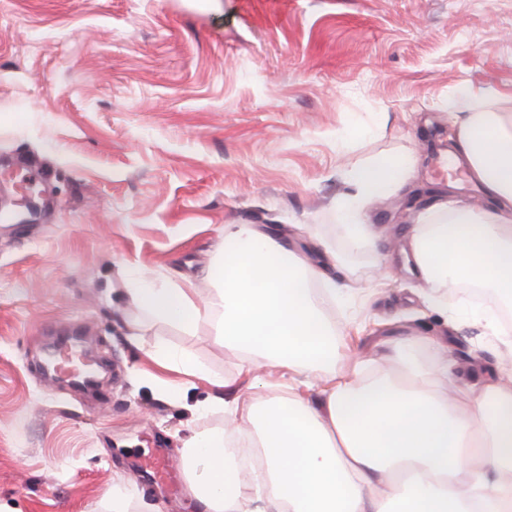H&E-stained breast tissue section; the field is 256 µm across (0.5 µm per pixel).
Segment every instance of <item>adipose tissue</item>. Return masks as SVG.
Wrapping results in <instances>:
<instances>
[{
	"label": "adipose tissue",
	"instance_id": "obj_1",
	"mask_svg": "<svg viewBox=\"0 0 512 512\" xmlns=\"http://www.w3.org/2000/svg\"><path fill=\"white\" fill-rule=\"evenodd\" d=\"M455 148L486 207L420 212L408 235L414 269L431 289L464 283L512 311V113L471 88L447 102ZM407 155H379L353 169L351 197L337 206L347 246L373 240L366 212L413 174ZM210 277L221 311L213 336L288 369L287 395L239 407L237 377L218 380L230 432L194 431L182 458L204 512H512V370L480 389L457 385L446 363L421 365L415 344L391 343L372 376L363 362L336 368V328L326 316L336 285L250 224L224 227ZM131 303L163 320L192 324L207 312L182 289L135 279ZM262 448L253 477L229 454L233 442Z\"/></svg>",
	"mask_w": 512,
	"mask_h": 512
}]
</instances>
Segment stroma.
Listing matches in <instances>:
<instances>
[{
  "label": "stroma",
  "instance_id": "obj_1",
  "mask_svg": "<svg viewBox=\"0 0 512 512\" xmlns=\"http://www.w3.org/2000/svg\"><path fill=\"white\" fill-rule=\"evenodd\" d=\"M463 86L512 113V0H0V512H111L114 487L128 512H203L181 453L227 428L213 382L246 355L210 321L139 311L124 281L215 304L228 224L343 286L327 316L344 358L373 368L391 340L431 336L469 384L498 375V323L460 287L462 315L438 311L406 255L417 212L483 203L448 166L445 103ZM404 152L416 170L368 210L373 244L329 264L349 170ZM74 331L109 368L90 395L43 372L45 344ZM157 345L202 376L159 367ZM259 374L239 376L240 405L286 393L287 370ZM153 452L171 479L141 469Z\"/></svg>",
  "mask_w": 512,
  "mask_h": 512
}]
</instances>
